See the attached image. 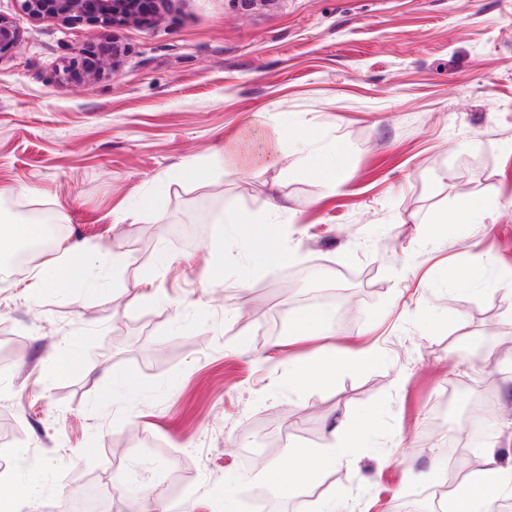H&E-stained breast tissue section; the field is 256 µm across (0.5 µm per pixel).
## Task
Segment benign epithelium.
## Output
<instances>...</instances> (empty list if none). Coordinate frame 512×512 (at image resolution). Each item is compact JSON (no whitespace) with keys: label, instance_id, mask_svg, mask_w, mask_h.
Listing matches in <instances>:
<instances>
[{"label":"benign epithelium","instance_id":"obj_1","mask_svg":"<svg viewBox=\"0 0 512 512\" xmlns=\"http://www.w3.org/2000/svg\"><path fill=\"white\" fill-rule=\"evenodd\" d=\"M19 9L33 22L91 23L104 26L152 23L172 0H17ZM22 34L12 17L0 14V61L11 56ZM124 47L90 43L75 48L65 65V75L79 84H91L120 67Z\"/></svg>","mask_w":512,"mask_h":512}]
</instances>
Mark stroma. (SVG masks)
I'll return each instance as SVG.
<instances>
[{
    "label": "stroma",
    "instance_id": "35a3bbf8",
    "mask_svg": "<svg viewBox=\"0 0 512 512\" xmlns=\"http://www.w3.org/2000/svg\"><path fill=\"white\" fill-rule=\"evenodd\" d=\"M0 13L23 36L0 62V222L42 208L68 240L129 255L89 297L61 281L34 300L27 274H0V471L22 455L43 473L23 512L144 463L176 474L170 512H249L264 486L244 450L263 427L281 439L263 461L283 467L345 418L361 424L351 464L285 470L269 496L312 512L341 491L340 512H399L430 496L412 476L452 443L449 488L490 452L512 468V306L470 280L512 279V0H172L114 28L36 23L14 0ZM114 38L116 74L65 79L77 44ZM261 111L342 149V185L294 147L225 169L216 150ZM194 164L205 180L182 179ZM465 198L488 206L483 223L432 234ZM273 201L289 257L264 265L222 217ZM318 287L347 290L341 317L297 335ZM327 347L377 358L299 391L293 363ZM106 375L135 395L106 396ZM482 389L485 447L469 435Z\"/></svg>",
    "mask_w": 512,
    "mask_h": 512
}]
</instances>
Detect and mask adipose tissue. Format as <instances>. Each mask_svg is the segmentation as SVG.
Returning a JSON list of instances; mask_svg holds the SVG:
<instances>
[{
    "label": "adipose tissue",
    "instance_id": "adipose-tissue-1",
    "mask_svg": "<svg viewBox=\"0 0 512 512\" xmlns=\"http://www.w3.org/2000/svg\"><path fill=\"white\" fill-rule=\"evenodd\" d=\"M286 144L282 123L275 114H268L265 128L246 127L228 139L221 155L230 168H241L277 160ZM284 209L272 207L265 215L254 217L231 209L224 212V223L234 225L256 240L257 256L263 263H271L283 256L278 249L274 226ZM120 243L103 247L97 244L67 247L58 257L48 260L34 271L26 292L37 298L44 289L65 280L80 288L86 295L98 291L102 274L117 260ZM376 358L374 350L367 349L357 356H341L331 350L320 351L309 365L294 364L290 381L296 388H320L332 385L337 370L354 365H368ZM359 429L352 421L341 422L331 432L330 441L317 449H304L294 455L292 467L304 478L316 472L347 462V450ZM41 486L39 469L19 463L0 472V512H21L23 498L36 494ZM512 491V471H504L494 457H487L483 466L471 471L448 499L447 512H491L494 503Z\"/></svg>",
    "mask_w": 512,
    "mask_h": 512
}]
</instances>
